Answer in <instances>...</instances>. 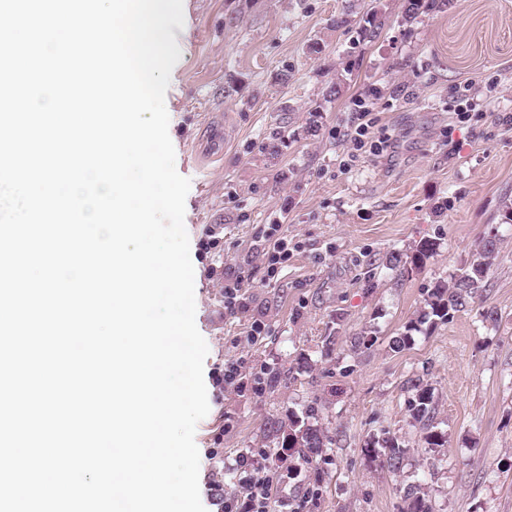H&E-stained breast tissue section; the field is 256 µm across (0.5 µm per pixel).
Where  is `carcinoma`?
Returning a JSON list of instances; mask_svg holds the SVG:
<instances>
[{
	"label": "carcinoma",
	"mask_w": 512,
	"mask_h": 512,
	"mask_svg": "<svg viewBox=\"0 0 512 512\" xmlns=\"http://www.w3.org/2000/svg\"><path fill=\"white\" fill-rule=\"evenodd\" d=\"M436 0H404L402 19L405 23H413L423 9L434 4ZM439 243L434 239H424L417 245L411 264L414 268L424 267L427 260L433 257ZM499 252L498 240L483 239L471 260L461 273L450 275V281H439L427 294L421 322L446 321L451 313L463 311L473 301L482 288L485 279ZM414 394L409 401V411L413 421L426 431L424 437L427 448L433 450L445 446L442 433L435 430L433 390L431 386L422 382L413 385ZM318 419V409L309 405L304 416L291 415L288 417V438L281 441V447L295 449V454L303 460L309 461L315 456L326 452L330 439L321 427L314 424ZM384 449V463L389 470L398 472L403 466L407 449L400 447L398 438L386 436L382 439ZM405 497L409 500V512H431L425 502L421 485L413 482L407 485Z\"/></svg>",
	"instance_id": "carcinoma-1"
}]
</instances>
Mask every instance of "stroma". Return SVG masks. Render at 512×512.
<instances>
[{
    "mask_svg": "<svg viewBox=\"0 0 512 512\" xmlns=\"http://www.w3.org/2000/svg\"><path fill=\"white\" fill-rule=\"evenodd\" d=\"M402 6L183 0L165 106L176 169L191 182L184 225L208 346L209 412L195 433L207 512L236 492L238 452L275 446L276 429L311 403L332 444L296 472L279 468L270 512H406L416 480L432 512H512V224L500 216L512 201V0H446L410 25ZM371 13L382 25L361 36ZM376 85L382 93L369 95ZM467 85L481 101L472 110ZM363 102L396 143L351 160L343 133ZM218 133L216 157L207 147ZM276 219L296 248L270 279L261 235ZM210 229L219 245L206 250ZM492 235L502 248L482 295L447 321L421 322L434 283ZM426 238L439 247L422 269H390ZM235 278L249 310L232 317L224 282ZM257 318L267 336L240 347ZM407 330L411 345L390 350ZM362 335L374 345L356 346ZM240 356L277 381L216 387L214 373ZM416 379L434 390L439 454L409 415ZM386 433L408 450L397 473L374 450ZM318 467L329 478L311 494Z\"/></svg>",
    "mask_w": 512,
    "mask_h": 512,
    "instance_id": "stroma-1",
    "label": "stroma"
}]
</instances>
